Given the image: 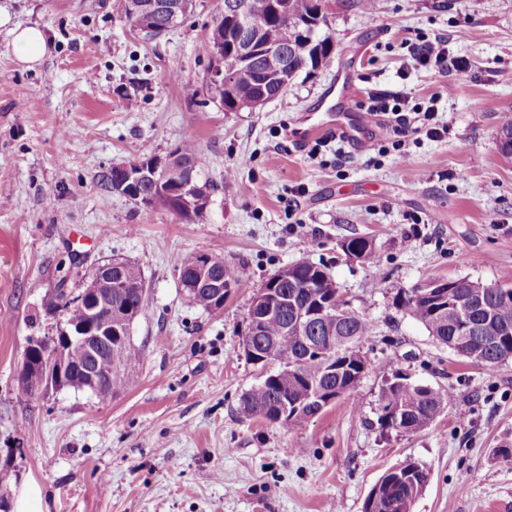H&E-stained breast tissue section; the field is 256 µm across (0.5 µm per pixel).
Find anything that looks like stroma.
<instances>
[{
  "label": "stroma",
  "instance_id": "35a3bbf8",
  "mask_svg": "<svg viewBox=\"0 0 512 512\" xmlns=\"http://www.w3.org/2000/svg\"><path fill=\"white\" fill-rule=\"evenodd\" d=\"M123 0H0V498L8 512H362L378 479L404 462L428 482L412 512H512V360L469 365L397 308V291L467 277L512 288V162L497 132L512 115V7L502 0H326L331 68L304 70L283 95L239 112L208 91L206 44L223 0H194L148 36ZM40 28L44 60L18 63L9 26ZM448 41L461 68L406 69L420 35ZM357 57L355 102L374 90L425 98L448 136L408 142L374 164L340 166L336 146L305 144L302 118ZM197 94H188V87ZM193 134L210 219L194 224L101 188L112 165L163 156ZM238 168L237 180L225 169ZM418 223H409V215ZM372 240L375 261L342 240ZM189 252L244 266L222 309L180 283ZM136 263L144 311L132 387L99 397L22 396L27 340L51 336L58 283L76 290L111 260ZM324 266L373 325L359 387L287 431L239 411L268 369L243 348L257 291L281 268ZM452 390L426 429L382 430L378 395L394 376Z\"/></svg>",
  "mask_w": 512,
  "mask_h": 512
}]
</instances>
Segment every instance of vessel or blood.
Listing matches in <instances>:
<instances>
[{
  "label": "vessel or blood",
  "mask_w": 512,
  "mask_h": 512,
  "mask_svg": "<svg viewBox=\"0 0 512 512\" xmlns=\"http://www.w3.org/2000/svg\"><path fill=\"white\" fill-rule=\"evenodd\" d=\"M352 79L353 74L347 69L338 75L331 90L322 97L315 109V129L340 137L357 148L368 139L371 118L368 114L360 112L348 100V89Z\"/></svg>",
  "instance_id": "1"
}]
</instances>
